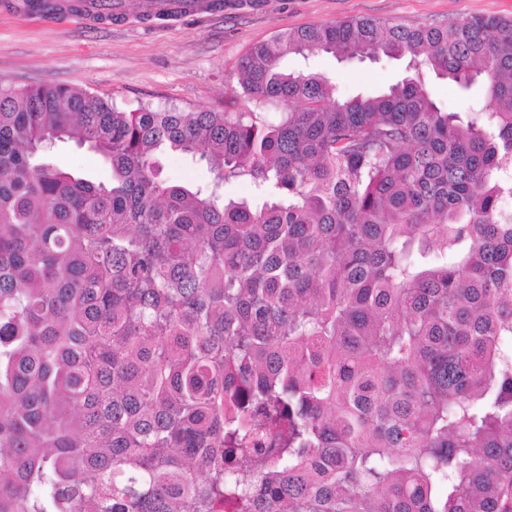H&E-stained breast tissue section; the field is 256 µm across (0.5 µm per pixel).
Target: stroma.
Instances as JSON below:
<instances>
[{
    "label": "stroma",
    "mask_w": 512,
    "mask_h": 512,
    "mask_svg": "<svg viewBox=\"0 0 512 512\" xmlns=\"http://www.w3.org/2000/svg\"><path fill=\"white\" fill-rule=\"evenodd\" d=\"M476 15L512 19V0H228L224 11L177 20L145 22L132 11L120 22L48 26L0 11V84L80 87L121 109L148 103L220 112L237 85L239 60L279 30L355 17L415 27ZM283 67L322 73L344 97L378 92L406 75L398 60L340 62L328 54L292 55ZM427 84L437 105L451 112L485 103L477 85L465 90L432 74ZM54 158L95 180L110 177L100 157L74 143L58 144Z\"/></svg>",
    "instance_id": "1"
}]
</instances>
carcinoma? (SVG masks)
I'll return each mask as SVG.
<instances>
[{
    "label": "carcinoma",
    "instance_id": "obj_1",
    "mask_svg": "<svg viewBox=\"0 0 512 512\" xmlns=\"http://www.w3.org/2000/svg\"><path fill=\"white\" fill-rule=\"evenodd\" d=\"M321 53L409 75L282 68ZM508 197L512 19L279 32L222 112L0 84V512H512ZM282 65L290 72L314 71L326 75L336 84L337 92L344 97L378 92L408 74L403 61L384 59L376 63L369 59H355L339 62L328 54H320L308 60L291 55ZM427 84L437 105L448 112H472L485 104L484 91L479 85L463 90L433 73L428 74ZM54 158L60 165L83 171L96 181L109 180L108 165L87 148L78 147L73 142L59 143ZM162 175L169 181L184 185L205 183L210 173L205 162L188 160L182 155L168 153L161 158Z\"/></svg>",
    "mask_w": 512,
    "mask_h": 512
}]
</instances>
